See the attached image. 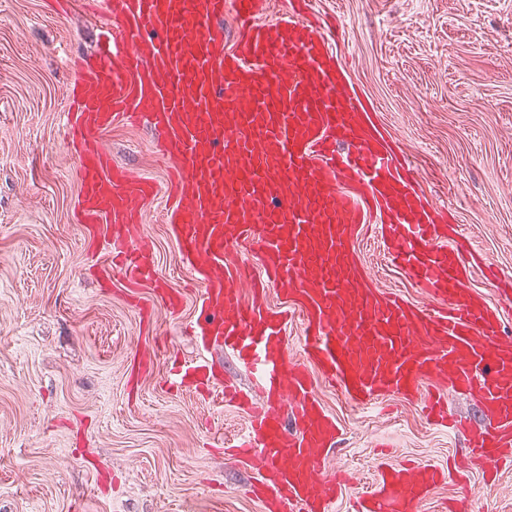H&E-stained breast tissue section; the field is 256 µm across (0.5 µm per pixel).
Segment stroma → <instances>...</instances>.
Listing matches in <instances>:
<instances>
[{
	"label": "stroma",
	"mask_w": 512,
	"mask_h": 512,
	"mask_svg": "<svg viewBox=\"0 0 512 512\" xmlns=\"http://www.w3.org/2000/svg\"><path fill=\"white\" fill-rule=\"evenodd\" d=\"M336 16L334 33L350 83L374 107L373 120L401 147L433 206L451 211L512 280V0H312ZM103 10L72 0L68 13L47 0H0V512H260L249 487L256 464L225 458L242 434L234 403L175 393L172 363L196 347L182 329L194 316L191 276L150 204L142 232L156 271L185 301L154 317L153 373L133 386L127 361L143 347L138 313L120 279L104 285L90 268L102 251L74 219L75 163L62 142L73 74L68 55L92 56ZM145 125L104 132L105 150L155 181L167 171ZM355 247L380 285L412 303L425 297L385 267L373 233ZM316 395L344 431L326 471L348 469L353 483L335 512H354L375 476V458L441 465L470 455L464 429L483 426L476 398L452 394L456 430L429 421L420 403L396 396L359 409L336 389ZM512 512V467L494 484L439 485L418 512Z\"/></svg>",
	"instance_id": "1"
}]
</instances>
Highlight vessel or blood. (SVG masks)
Instances as JSON below:
<instances>
[{"label": "vessel or blood", "instance_id": "obj_1", "mask_svg": "<svg viewBox=\"0 0 512 512\" xmlns=\"http://www.w3.org/2000/svg\"><path fill=\"white\" fill-rule=\"evenodd\" d=\"M284 3L269 25L268 0H105L95 55L69 62L64 125L77 163L76 221L107 255L101 277L149 285L137 304L146 325L156 307L183 305L140 234L147 205L166 201L164 221L198 285L197 353L174 368L170 386L224 395L247 414L250 430L231 449L258 456L264 512H335L343 485L324 460L339 426L315 383L357 407L397 394L444 411L449 394L475 396L489 424L473 444L495 466L512 460V338L499 306L470 287L481 256L464 259L460 225L401 171L323 24L306 16L308 0ZM141 120L172 163L161 186L113 165L100 143L115 123ZM370 224L426 304L365 274L353 242ZM243 243L261 272L239 261ZM271 287L287 308L267 304ZM297 320L292 359L287 330ZM214 346L253 389L227 385ZM376 472L356 512H415L449 478L436 465Z\"/></svg>", "mask_w": 512, "mask_h": 512}]
</instances>
